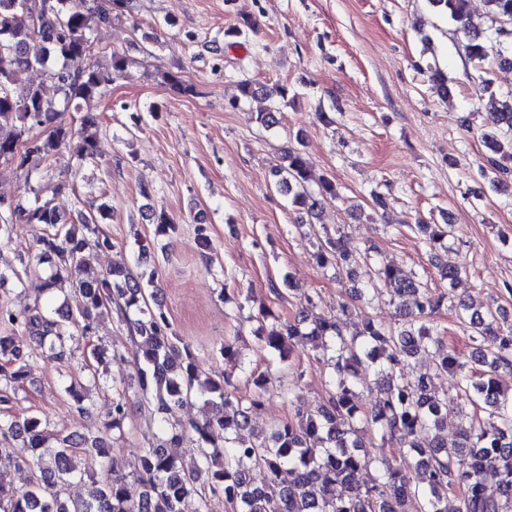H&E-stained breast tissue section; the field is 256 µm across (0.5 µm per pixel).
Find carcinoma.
Listing matches in <instances>:
<instances>
[{
	"instance_id": "cac0c4a2",
	"label": "carcinoma",
	"mask_w": 512,
	"mask_h": 512,
	"mask_svg": "<svg viewBox=\"0 0 512 512\" xmlns=\"http://www.w3.org/2000/svg\"><path fill=\"white\" fill-rule=\"evenodd\" d=\"M87 2L80 11L70 8V0H51L44 23L36 30L23 0H0V165L21 171L25 193L33 195L31 200L0 197V235L12 233L19 224L47 225L50 232L40 241L38 259L58 263L45 291L62 292L68 283L72 298L55 311L38 303L22 311L0 307V326L12 331L0 336V403L9 402L8 391L27 378L33 354L67 360L70 343L79 337L91 341L99 314L110 311L127 326L136 346L134 381L147 410L167 414L193 398L204 399L206 410L202 418L185 426L163 429L162 437L144 450L129 475L103 437L88 441L57 436L51 447L36 417L0 425L1 438L23 441V454L0 457V512H183L182 505L192 495L198 499V512H204L208 497L216 495L224 496L231 512H408L406 505L413 501L417 502L414 512H447L450 494L459 496L456 512H512V394L505 393L497 378L500 369L512 370V326L501 328L495 313L470 315L469 339L476 344V354L462 361L443 337L422 322L444 296L432 294L425 283L396 266L377 265L369 249L353 256L341 231L325 236L318 240V264L348 275L365 266L368 280L356 297L385 291L405 321L388 328L367 320L351 332L348 322L340 319L351 314L347 303L340 305V315L307 328L300 320L286 324L270 312L261 313L257 338L264 346L281 360L298 345L322 351L331 369L333 392L317 409L307 410L299 404V396L288 391L295 416L274 425L267 437L247 438L242 431L250 407L236 396L232 375L202 378L196 356L188 345H180L166 312L150 306L147 290L155 287V272L135 275L127 267L112 266L88 276L93 254L112 248L111 239L99 231V225L111 219L110 207L82 212L78 221L66 222L51 200L42 198L40 183L41 164L64 158L75 136L81 147L75 161L67 163L68 170L102 157L98 118L88 107L127 73L128 59L115 50L108 59L95 60L79 71L66 66L68 60L93 57V32L126 7V0ZM428 2L436 14L459 24L471 62L491 59L512 66V0H484L491 36L471 24L469 0ZM37 68L60 98L48 96L43 84L27 79ZM427 77L435 93L448 99L446 74L430 66ZM80 111L77 126L61 119L64 112ZM488 124L494 131L486 134L490 155L481 174L490 172L504 184L512 176L511 95L488 114ZM34 126L44 128V136L34 139L33 148L20 149L25 133ZM270 175L275 188L287 190L295 206L315 216L317 201L308 186L312 170L301 149L285 150ZM416 228L432 249L444 246L451 233L448 224ZM419 353L434 358L437 372L455 375L456 398L485 413L472 419L454 440L440 435L448 418V396H436L424 377L411 382L399 376ZM220 354L232 366L240 363L235 337L224 339ZM362 372H372L378 380V393L365 407L357 392ZM123 385L112 380V411L103 422L108 430L121 429L127 418ZM65 390L81 413L93 416L83 383L72 379ZM361 413L381 440L407 449L418 479L407 476L395 460L376 461L366 454V433L357 426ZM184 439L198 450V460L190 469L167 452L168 445ZM79 453L84 465L98 466L110 478L89 499L74 505L61 494L82 476L76 463ZM28 461L34 466L32 482L18 489L8 480V472ZM375 462L381 477L374 484L352 483L357 471ZM254 469L265 473L260 487L250 481ZM488 471L497 476L492 490L484 480ZM343 484L345 493L336 494V487Z\"/></svg>"
}]
</instances>
